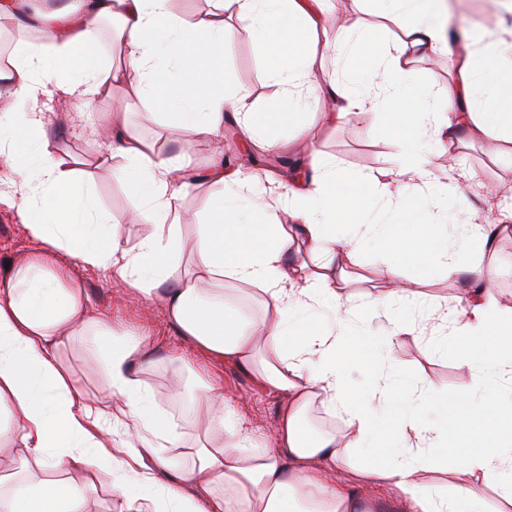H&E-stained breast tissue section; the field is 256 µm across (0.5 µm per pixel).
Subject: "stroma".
Listing matches in <instances>:
<instances>
[{
    "label": "stroma",
    "instance_id": "stroma-1",
    "mask_svg": "<svg viewBox=\"0 0 512 512\" xmlns=\"http://www.w3.org/2000/svg\"><path fill=\"white\" fill-rule=\"evenodd\" d=\"M363 21L372 28L379 41H393L398 29L384 22L376 13L373 0H340L338 6L329 7L321 16L319 25L331 33H348L355 21ZM229 22L236 30V37L224 52V78L232 87L250 95L258 110H266L279 94L280 87L270 78L263 48L246 22L230 16ZM123 102L127 112L120 122L139 137L159 141L169 150L185 152L190 167L199 174L207 173L216 156H223L225 164L241 167L245 173H259L273 196L286 197L292 163L299 157L285 153L284 163H271L261 168L257 158L266 154L265 149L253 147L242 150L240 128L234 115H227L224 122V149L216 151L211 137L186 135L172 126L171 117L154 103L133 96L131 89L117 85L109 97L98 104L97 111L85 113L74 119L67 101L56 98L51 107V132L56 140L58 153L63 160L89 159L88 171L95 185L99 203L112 218L113 226L126 238L136 241L144 236L147 225L136 223L133 212L140 201L131 184L117 181L112 171L122 166V158L100 161L105 147L102 139L91 137L89 129L96 124L100 112L112 109L116 102ZM325 99L312 101L299 120L298 128L285 129V136H302L314 141L322 153L335 161L337 167L354 173H379L395 169L398 165L397 149L384 137L379 128L383 117L379 114L368 118L351 117L337 126H328L321 119L329 111ZM430 165L438 178H446L449 169L460 174H475L481 184L478 196L472 197V218L481 221L487 214L485 199L502 203L512 201V144L490 151L480 134L465 135L452 149L431 148ZM42 249L40 241L30 237L14 214L0 211V273L7 262L20 254H36ZM495 266L498 276L495 286L503 301L512 304V230L501 234L495 251L471 250L462 259V266L474 262ZM389 254L368 249L358 252L347 266L349 278L343 286L344 294L358 307V324L367 331L386 327L383 309L368 306L369 297L380 294L387 286ZM56 267L69 270L71 276L85 288L91 307L98 317L108 321L114 332H134L147 336L156 356L155 364L146 375L163 411L170 415L179 433L193 436L190 424L193 405L188 391H173L169 380L174 371L184 370L188 378L203 376L223 388L231 399L236 415L246 420L254 430L258 445L271 441L277 423L280 400L262 388L253 376L235 366L215 360L197 349L169 325L160 299L144 300L134 295L119 275H107L96 268L74 265L66 253L54 258ZM405 279L418 281L427 300L425 307H407L409 321L431 317V302L451 300L458 293L455 280L445 278L439 267L422 270L411 265L403 270ZM64 355L70 365L72 379L77 387L92 400L110 398L111 390L99 364L80 343H73ZM386 373H399L408 382L422 386L434 384L439 391L452 392L460 387L477 383L475 372L461 367L454 353L443 354L433 347L430 333H413L403 336L399 348L384 365Z\"/></svg>",
    "mask_w": 512,
    "mask_h": 512
}]
</instances>
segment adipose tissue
<instances>
[{
	"instance_id": "1",
	"label": "adipose tissue",
	"mask_w": 512,
	"mask_h": 512,
	"mask_svg": "<svg viewBox=\"0 0 512 512\" xmlns=\"http://www.w3.org/2000/svg\"><path fill=\"white\" fill-rule=\"evenodd\" d=\"M26 2L0 0V18H11L18 34L0 66V166L10 172L0 206L43 250L0 274V423L12 427L0 440V457L11 461L0 476V512H98L100 484L127 512H512V305L493 286L495 270L478 263L465 270L470 288L453 305L436 304L431 325L436 349L454 348L460 365L490 388L440 396L381 372L415 330L395 304L422 296L403 284L401 265L435 262L456 278L458 254L490 249L512 222L506 210L469 220L471 177L439 181L427 153L473 126L490 148L512 143V38L481 25L453 32L449 0H380L383 18L402 32L385 47L360 23L352 43L320 33L329 0H216L190 22L174 16L170 0H57L27 14ZM228 9L268 50L281 86L268 111H255L246 93L224 83V51L235 38ZM105 20L118 23V67L101 54ZM426 49L448 56L445 90L414 81L411 60ZM328 55L349 89L316 81ZM116 82L169 111L190 135L220 134L232 112L243 143L271 152L290 150L273 131L294 124L314 97L338 99L337 111L323 115L330 125L378 110L400 162L379 178L340 172L314 152L309 175H295L288 189L289 224L267 222L275 202L258 179L240 197V173L215 164L211 220L186 234L166 221L171 199L194 185L182 156L113 127L105 112L107 154L126 161L114 175L133 184L136 217L149 227L133 242L108 228L91 179L64 164L49 127L53 96L81 115ZM410 187L427 190L428 208L408 210ZM379 204L408 223L351 220ZM362 249L396 259L387 271L391 290L371 301L389 311L380 336L355 330L339 290L345 260ZM61 250L75 264L117 272L137 295L160 296L180 336L253 372L282 400L273 442L256 446L223 391L201 377L192 385L199 435L178 437L145 380L147 339L116 335L93 316L84 288L52 263ZM227 280L253 287L261 316L231 301ZM73 342L102 358L111 411L73 387L63 359ZM437 405L446 421L426 417ZM317 409L339 416L341 428H309Z\"/></svg>"
}]
</instances>
